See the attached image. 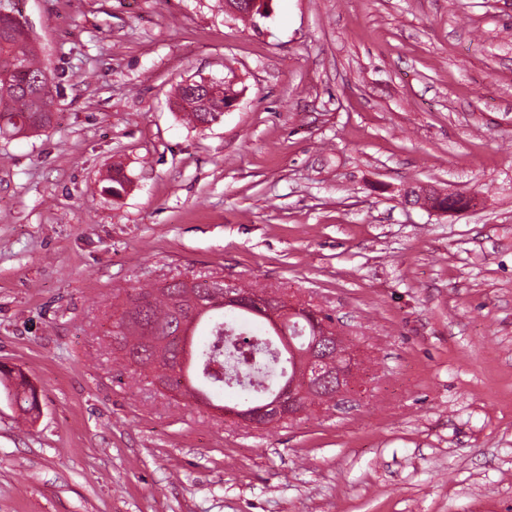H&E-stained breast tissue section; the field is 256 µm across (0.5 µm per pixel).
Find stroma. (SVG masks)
Segmentation results:
<instances>
[{"mask_svg": "<svg viewBox=\"0 0 512 512\" xmlns=\"http://www.w3.org/2000/svg\"><path fill=\"white\" fill-rule=\"evenodd\" d=\"M18 3L54 119L0 135V366L39 396L0 393V512H512V0ZM200 78L239 99L205 129ZM175 277L324 310L351 391L262 429L162 393L112 305ZM191 82L185 83L190 85ZM204 86L210 97H223V99L206 98V93L202 92ZM202 86H196L192 83L188 87L180 85L175 95L173 105L175 109L184 112L189 123L195 127H209L219 122L224 116V112L230 111L237 98L230 93H225L224 83L205 80ZM13 373V369L1 367L0 384L4 386L10 399L12 397L15 398L21 413L25 416H31L34 412L39 410L37 389L30 384L21 371L15 372V375H13ZM6 381H13L11 389L4 384Z\"/></svg>", "mask_w": 512, "mask_h": 512, "instance_id": "1", "label": "stroma"}]
</instances>
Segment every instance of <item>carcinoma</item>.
I'll list each match as a JSON object with an SVG mask.
<instances>
[{"label": "carcinoma", "instance_id": "carcinoma-1", "mask_svg": "<svg viewBox=\"0 0 512 512\" xmlns=\"http://www.w3.org/2000/svg\"><path fill=\"white\" fill-rule=\"evenodd\" d=\"M0 132L25 135L50 125L53 112V75L37 60V50L29 40L14 33L10 25L0 26ZM196 127H208L224 116V100L209 99L202 86H180L173 102ZM107 190L114 196L126 191L128 178L119 167L112 169ZM217 292L208 282L192 286L178 279L158 287L133 288L112 312V349L123 361L156 378L167 379L180 396H207L213 391L230 390L239 406L260 404L273 397L279 383L289 379L297 387L305 385L297 374L294 355L284 339L295 349L304 350L317 329L332 325L331 315L313 309L275 330L262 316L242 309L221 308L203 315L196 325L189 347L174 339L180 322L177 311L195 298L207 299ZM247 374L260 370L268 374L269 388L257 397L242 386L224 383V369ZM12 382L7 395L15 398L19 410L30 416L39 410L37 389L22 372L0 368V384Z\"/></svg>", "mask_w": 512, "mask_h": 512}]
</instances>
